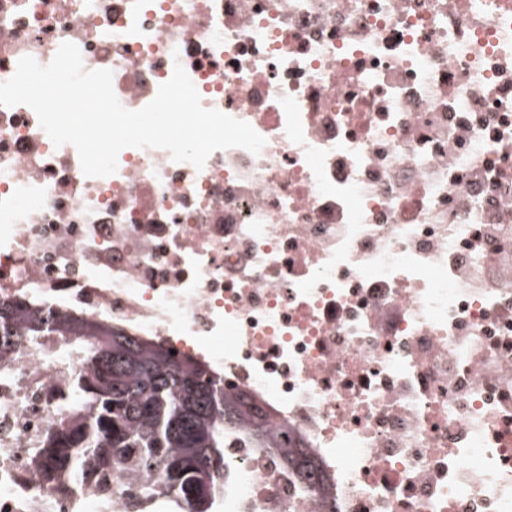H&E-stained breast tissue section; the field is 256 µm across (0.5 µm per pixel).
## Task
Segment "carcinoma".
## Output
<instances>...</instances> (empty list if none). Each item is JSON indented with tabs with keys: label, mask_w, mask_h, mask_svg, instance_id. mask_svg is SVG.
Returning a JSON list of instances; mask_svg holds the SVG:
<instances>
[{
	"label": "carcinoma",
	"mask_w": 512,
	"mask_h": 512,
	"mask_svg": "<svg viewBox=\"0 0 512 512\" xmlns=\"http://www.w3.org/2000/svg\"><path fill=\"white\" fill-rule=\"evenodd\" d=\"M68 336L82 354L69 381L82 412L60 417L33 448L47 486L64 492L89 479L106 491L119 457L118 469L147 495L167 498L172 512H216L231 435L276 449L306 487L317 484L310 452L199 363L91 319L0 299V367L23 337Z\"/></svg>",
	"instance_id": "obj_1"
}]
</instances>
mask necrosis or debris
I'll list each match as a JSON object with an SVG mask.
<instances>
[{
	"label": "necrosis or debris",
	"instance_id": "1",
	"mask_svg": "<svg viewBox=\"0 0 512 512\" xmlns=\"http://www.w3.org/2000/svg\"><path fill=\"white\" fill-rule=\"evenodd\" d=\"M148 104L182 65L260 154L86 177L0 106V296L181 351L308 448L229 441L221 512H512V0H0V82L63 42ZM78 361L0 371V512H126L31 448Z\"/></svg>",
	"mask_w": 512,
	"mask_h": 512
}]
</instances>
